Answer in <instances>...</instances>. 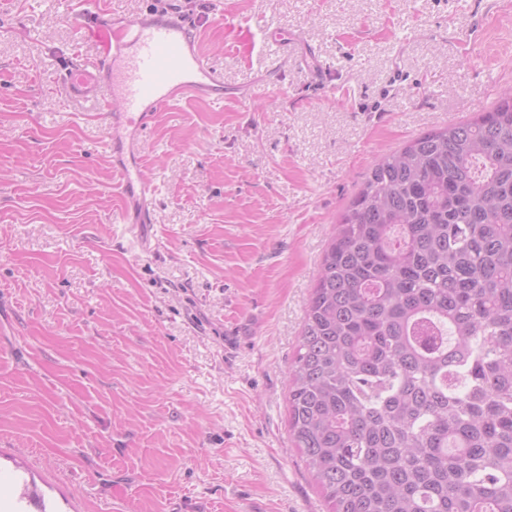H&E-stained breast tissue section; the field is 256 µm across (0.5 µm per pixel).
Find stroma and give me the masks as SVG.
I'll return each instance as SVG.
<instances>
[{
	"label": "stroma",
	"instance_id": "35a3bbf8",
	"mask_svg": "<svg viewBox=\"0 0 512 512\" xmlns=\"http://www.w3.org/2000/svg\"><path fill=\"white\" fill-rule=\"evenodd\" d=\"M139 13L224 81L145 133L147 252L112 95L65 84L94 22L0 7V512H327L288 431L323 254L376 160L512 89V0H104Z\"/></svg>",
	"mask_w": 512,
	"mask_h": 512
}]
</instances>
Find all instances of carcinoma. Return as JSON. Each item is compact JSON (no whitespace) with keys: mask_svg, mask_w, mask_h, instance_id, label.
<instances>
[{"mask_svg":"<svg viewBox=\"0 0 512 512\" xmlns=\"http://www.w3.org/2000/svg\"><path fill=\"white\" fill-rule=\"evenodd\" d=\"M288 425L329 512H512V91L373 165L325 253Z\"/></svg>","mask_w":512,"mask_h":512,"instance_id":"obj_1","label":"carcinoma"}]
</instances>
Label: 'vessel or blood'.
I'll return each mask as SVG.
<instances>
[{
  "label": "vessel or blood",
  "instance_id": "obj_1",
  "mask_svg": "<svg viewBox=\"0 0 512 512\" xmlns=\"http://www.w3.org/2000/svg\"><path fill=\"white\" fill-rule=\"evenodd\" d=\"M117 31L97 36L101 61L73 68L67 75L71 94L95 98L101 87L112 91V166L124 197L119 219L138 231L149 219L153 185L132 157L142 149L149 119L186 99H218L223 82L202 55L193 28L172 16L121 17Z\"/></svg>",
  "mask_w": 512,
  "mask_h": 512
}]
</instances>
